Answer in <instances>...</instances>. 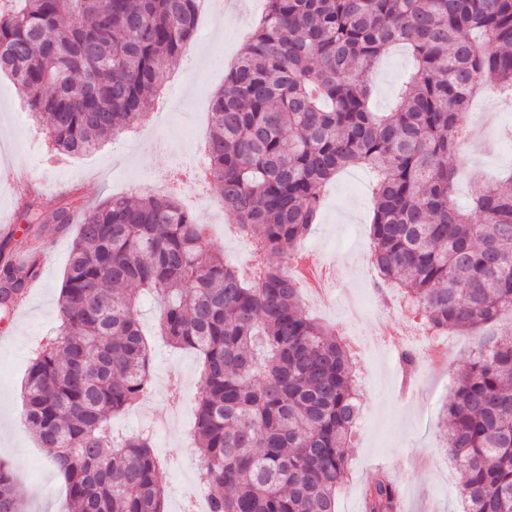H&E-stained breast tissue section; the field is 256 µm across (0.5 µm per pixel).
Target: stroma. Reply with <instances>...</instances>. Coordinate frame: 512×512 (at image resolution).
Instances as JSON below:
<instances>
[{"mask_svg":"<svg viewBox=\"0 0 512 512\" xmlns=\"http://www.w3.org/2000/svg\"><path fill=\"white\" fill-rule=\"evenodd\" d=\"M264 7V0H217L216 7L202 8L195 38L160 77L164 104L153 105L143 116L136 136L112 139L95 152L52 167L44 163L50 146L45 129L33 122L15 84L0 76V239L9 233L22 237L16 206L27 196H38L48 207L74 188L92 205L114 195L134 198L142 188L157 185L168 169L189 161L208 135L212 96L223 88L229 64ZM413 67L412 57L402 49L380 59L372 74L376 111L387 110ZM491 109L497 117L469 150V167L459 172L457 203L467 201L471 168L491 176L512 170V148L496 132L500 126L512 127V110L481 96L473 101L472 118L480 120ZM19 169L27 172V180L14 178ZM185 208L198 222L211 225L212 242L226 262L237 265L250 257L251 243L225 238L230 215L217 193L191 198ZM370 221V181L363 168L352 167L333 180L316 224L302 241L326 258L331 275L329 298L309 307V314L328 326L343 323L347 334L365 339L378 329V322L369 316L343 322L339 299L357 295L368 308L381 304L389 312L398 311L400 301L399 293L381 299L375 292L367 257ZM77 229L72 223L44 233L41 274L25 306L0 313V458L13 464L27 492V512H61L66 499L64 483L45 461L23 418L21 384L38 344L59 323L58 297ZM157 316L156 303L146 301L142 328L151 345L152 388L134 411L114 414L112 427L117 434L149 431L158 476L167 491L166 510L177 512L197 493L200 462L190 432L199 372L192 351L173 349L157 336ZM473 345V337H449L447 361L419 364L414 381L429 393L423 406L403 394L396 350L365 345L361 359L369 373L357 381L361 416L349 450L351 475L337 496V512H363L362 489L381 473L400 487V512H455L457 475L443 461L440 421Z\"/></svg>","mask_w":512,"mask_h":512,"instance_id":"1","label":"stroma"}]
</instances>
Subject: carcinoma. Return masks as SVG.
<instances>
[{
  "label": "carcinoma",
  "instance_id": "cac0c4a2",
  "mask_svg": "<svg viewBox=\"0 0 512 512\" xmlns=\"http://www.w3.org/2000/svg\"><path fill=\"white\" fill-rule=\"evenodd\" d=\"M198 0H0V74L13 78L51 154L90 153L137 127L158 77L190 44ZM207 138L209 181L262 258L257 280L210 246L168 195L86 207H19L25 237L0 246V310L40 274L35 242L77 212L58 332L32 358L22 413L66 486L63 512H165L147 433L116 439L112 415L150 389L139 296L160 333L196 352L193 443L209 512H336L359 404L353 353L305 311L285 267L336 175H373L368 251L427 325L474 336L512 311V175L453 199L472 97L512 106V0H266ZM396 45L415 68L388 112L371 107L375 62ZM441 427L457 469L458 512H512V328L479 339ZM365 512H399L382 475ZM0 512H23L0 461Z\"/></svg>",
  "mask_w": 512,
  "mask_h": 512
}]
</instances>
